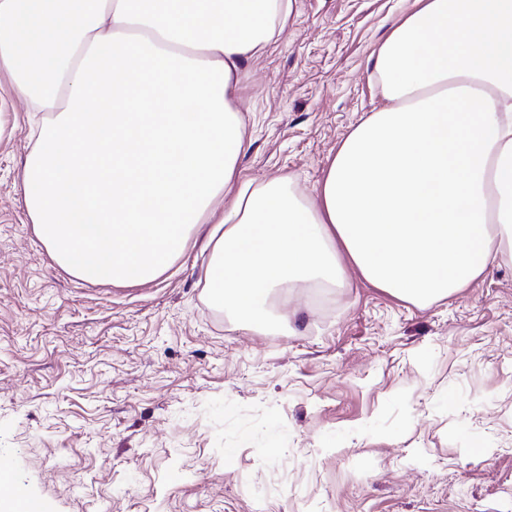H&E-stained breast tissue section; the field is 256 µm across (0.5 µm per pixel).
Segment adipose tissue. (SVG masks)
Wrapping results in <instances>:
<instances>
[{"mask_svg": "<svg viewBox=\"0 0 512 512\" xmlns=\"http://www.w3.org/2000/svg\"><path fill=\"white\" fill-rule=\"evenodd\" d=\"M289 0H0V68L35 110L29 216L75 277L144 283L192 238L211 306L271 323L280 288L344 263L416 303L512 256V0H415L371 55L387 102L348 134L316 197L239 182L242 65Z\"/></svg>", "mask_w": 512, "mask_h": 512, "instance_id": "ef3b65f1", "label": "adipose tissue"}]
</instances>
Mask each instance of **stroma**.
Masks as SVG:
<instances>
[{"instance_id": "obj_1", "label": "stroma", "mask_w": 512, "mask_h": 512, "mask_svg": "<svg viewBox=\"0 0 512 512\" xmlns=\"http://www.w3.org/2000/svg\"><path fill=\"white\" fill-rule=\"evenodd\" d=\"M412 2L291 0L242 67V180L315 196ZM31 109L0 70V458L49 512H512V260L426 305L348 265L263 327L211 307L193 244L81 280L27 211Z\"/></svg>"}]
</instances>
